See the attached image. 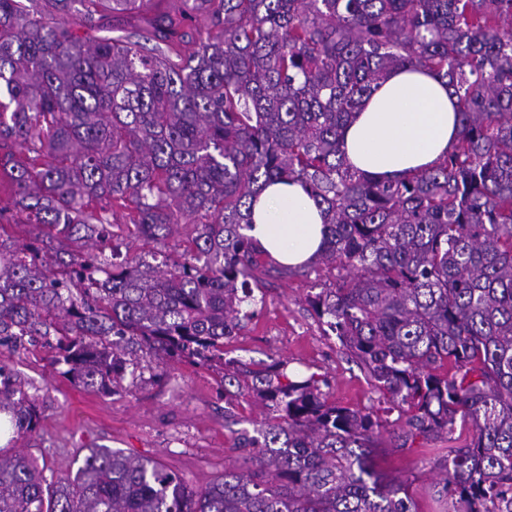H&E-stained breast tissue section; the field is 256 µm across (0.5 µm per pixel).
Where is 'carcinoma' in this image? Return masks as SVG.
<instances>
[{"instance_id":"1","label":"carcinoma","mask_w":512,"mask_h":512,"mask_svg":"<svg viewBox=\"0 0 512 512\" xmlns=\"http://www.w3.org/2000/svg\"><path fill=\"white\" fill-rule=\"evenodd\" d=\"M0 0V512H413L374 460L378 411L329 400L288 364L224 358L272 271H327L307 303L398 411L395 448L445 438L457 512H512V0ZM201 17L204 26L194 23ZM115 37L90 43L83 31ZM448 79L460 135L396 181L350 166L342 132L396 68ZM300 182L322 209L310 263L270 259L254 199ZM180 234L179 259L106 255ZM32 225L21 246L8 229ZM55 337L86 390L135 375L140 352L217 366L226 418L259 409L242 464L190 488L160 462L91 448L50 482L17 447L40 412L5 353Z\"/></svg>"}]
</instances>
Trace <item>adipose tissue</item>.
Returning a JSON list of instances; mask_svg holds the SVG:
<instances>
[{
  "label": "adipose tissue",
  "mask_w": 512,
  "mask_h": 512,
  "mask_svg": "<svg viewBox=\"0 0 512 512\" xmlns=\"http://www.w3.org/2000/svg\"><path fill=\"white\" fill-rule=\"evenodd\" d=\"M456 100L447 82L419 68L389 73L364 99L343 133L350 165L382 180L430 168L455 145ZM252 238L277 262L312 260L323 243L321 209L297 182L267 186L252 208Z\"/></svg>",
  "instance_id": "ef3b65f1"
}]
</instances>
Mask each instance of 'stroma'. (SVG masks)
<instances>
[{
  "mask_svg": "<svg viewBox=\"0 0 512 512\" xmlns=\"http://www.w3.org/2000/svg\"><path fill=\"white\" fill-rule=\"evenodd\" d=\"M320 276L271 275L254 289L256 315L224 345V355L252 363H288V371L303 380L326 378L325 391L336 403L382 408L383 399L364 372L324 335L306 296ZM45 344L18 348L12 367L30 383L38 402V432L31 453L47 466V478L74 469L87 449L106 446L159 461L186 484L201 487L236 465L231 446L237 432L253 431V414L246 400L234 407L235 421L224 418V390L216 370L187 363H159L143 355L140 374L125 378L116 391L102 394L72 385L53 362ZM444 440H419L412 448L378 449L375 458L384 475L408 483L416 512H456L455 500L436 493Z\"/></svg>",
  "mask_w": 512,
  "mask_h": 512,
  "instance_id": "1",
  "label": "stroma"
}]
</instances>
